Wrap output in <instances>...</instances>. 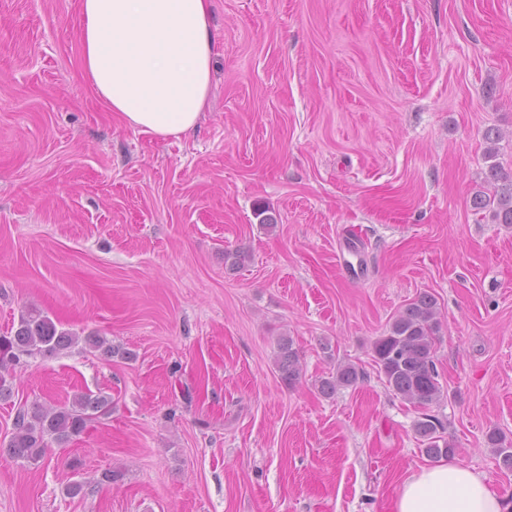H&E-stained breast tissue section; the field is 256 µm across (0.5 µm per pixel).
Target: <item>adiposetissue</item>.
I'll use <instances>...</instances> for the list:
<instances>
[{
    "instance_id": "1",
    "label": "adipose tissue",
    "mask_w": 512,
    "mask_h": 512,
    "mask_svg": "<svg viewBox=\"0 0 512 512\" xmlns=\"http://www.w3.org/2000/svg\"><path fill=\"white\" fill-rule=\"evenodd\" d=\"M81 65L94 96L126 126L181 138L213 83L210 0H80ZM394 512H505L485 477L453 462L406 479Z\"/></svg>"
}]
</instances>
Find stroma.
Returning a JSON list of instances; mask_svg holds the SVG:
<instances>
[{
	"label": "stroma",
	"instance_id": "1",
	"mask_svg": "<svg viewBox=\"0 0 512 512\" xmlns=\"http://www.w3.org/2000/svg\"><path fill=\"white\" fill-rule=\"evenodd\" d=\"M79 2L0 0V334L33 304L133 357L22 358L0 443L24 405L90 391L110 410L38 464L0 454V512H394L433 464L425 411L511 498L487 435L512 439V226L470 200L487 128L512 172V0H213L209 103L177 140L97 102ZM422 292L442 386L425 411L372 352ZM340 363L364 377L325 396ZM275 366L280 372L281 379L293 386L302 376V367L298 350L294 347V341L289 336L279 337L275 355Z\"/></svg>",
	"mask_w": 512,
	"mask_h": 512
}]
</instances>
